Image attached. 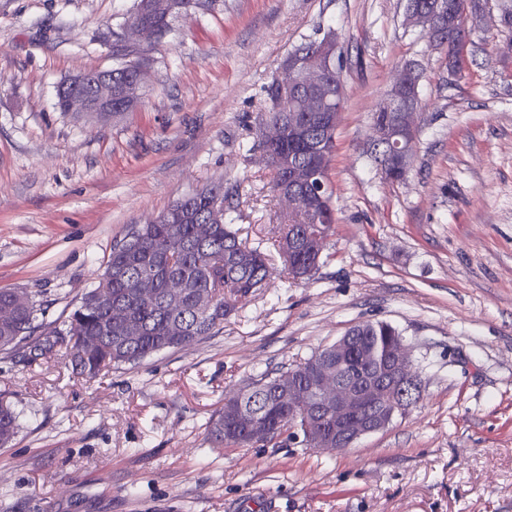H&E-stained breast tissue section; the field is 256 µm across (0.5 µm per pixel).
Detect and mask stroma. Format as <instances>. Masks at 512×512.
<instances>
[{"instance_id": "stroma-1", "label": "stroma", "mask_w": 512, "mask_h": 512, "mask_svg": "<svg viewBox=\"0 0 512 512\" xmlns=\"http://www.w3.org/2000/svg\"><path fill=\"white\" fill-rule=\"evenodd\" d=\"M134 0H0V289L64 320L134 224L207 186L233 227L282 261V206L251 145L265 86L327 29L353 67L328 171L336 223L317 273L275 277L190 347L95 380L0 351L23 412L0 447V512H512V0H481L459 78L404 23L405 0H203L155 41ZM141 62L139 103L109 119L57 110L72 75ZM418 63L412 168L366 151L398 66ZM402 329L417 408L331 453L281 437L213 447L226 392L297 364L362 321Z\"/></svg>"}]
</instances>
